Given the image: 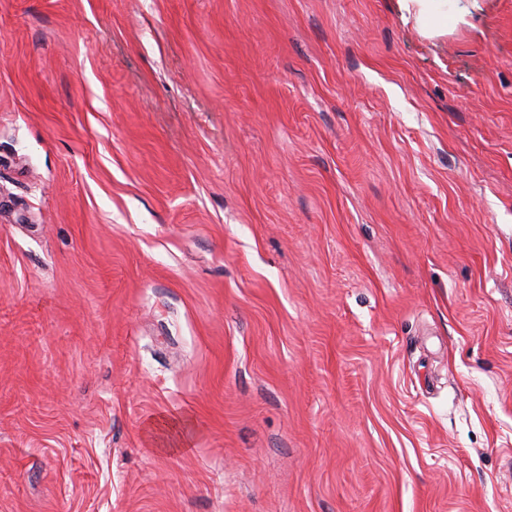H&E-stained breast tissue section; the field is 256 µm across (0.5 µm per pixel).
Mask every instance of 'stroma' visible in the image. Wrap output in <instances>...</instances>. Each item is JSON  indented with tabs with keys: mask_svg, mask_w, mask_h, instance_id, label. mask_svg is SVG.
<instances>
[{
	"mask_svg": "<svg viewBox=\"0 0 512 512\" xmlns=\"http://www.w3.org/2000/svg\"><path fill=\"white\" fill-rule=\"evenodd\" d=\"M0 512H512V0H0ZM401 9L416 20L435 17L448 25V2L446 0H398Z\"/></svg>",
	"mask_w": 512,
	"mask_h": 512,
	"instance_id": "stroma-1",
	"label": "stroma"
}]
</instances>
